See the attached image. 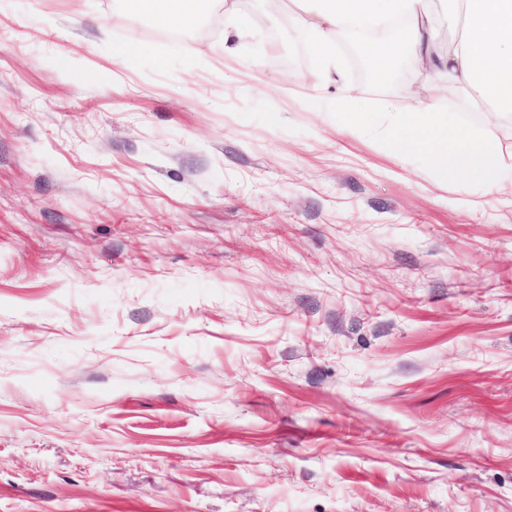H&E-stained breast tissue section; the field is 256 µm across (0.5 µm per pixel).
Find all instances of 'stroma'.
<instances>
[{"label":"stroma","instance_id":"stroma-1","mask_svg":"<svg viewBox=\"0 0 512 512\" xmlns=\"http://www.w3.org/2000/svg\"><path fill=\"white\" fill-rule=\"evenodd\" d=\"M293 11L0 0V512H512V189L389 121L512 115ZM120 11L127 14L146 13L157 22H175L182 28L196 24L203 0H119ZM360 50L368 66L377 72H390L398 66L399 53L394 46L366 40ZM336 110L345 118V125L350 126L353 132L357 133L365 125V119L361 121L365 112L361 101L352 96L341 98L336 101Z\"/></svg>","mask_w":512,"mask_h":512}]
</instances>
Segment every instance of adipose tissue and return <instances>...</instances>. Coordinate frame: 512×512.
Segmentation results:
<instances>
[{
	"label": "adipose tissue",
	"mask_w": 512,
	"mask_h": 512,
	"mask_svg": "<svg viewBox=\"0 0 512 512\" xmlns=\"http://www.w3.org/2000/svg\"><path fill=\"white\" fill-rule=\"evenodd\" d=\"M203 0H118L120 11L148 14L157 22L182 28L196 24ZM296 22L317 35V60L328 66L335 57L336 29L379 30L399 17L411 19L410 52L423 73L439 72L449 87L463 94L484 88L499 110L512 112V0H460L462 31L441 47L431 25L433 0H294ZM393 123L408 133V147L431 153L449 177L499 185L505 168L500 151L482 137H461L457 113L433 103L419 112L395 115Z\"/></svg>",
	"instance_id": "adipose-tissue-1"
}]
</instances>
